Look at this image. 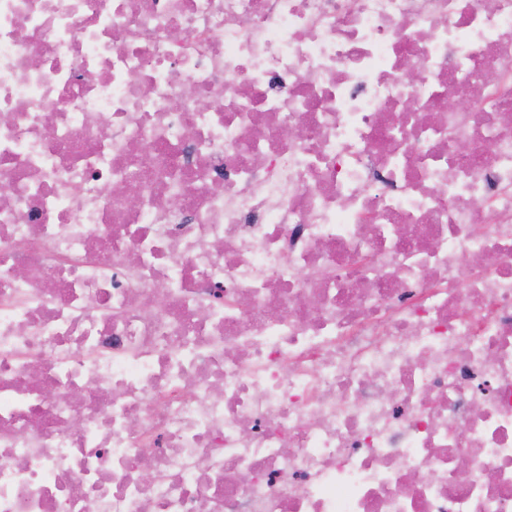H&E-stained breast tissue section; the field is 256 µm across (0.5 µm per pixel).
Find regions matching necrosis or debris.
<instances>
[{"mask_svg":"<svg viewBox=\"0 0 512 512\" xmlns=\"http://www.w3.org/2000/svg\"><path fill=\"white\" fill-rule=\"evenodd\" d=\"M1 184L0 512H512V0H0Z\"/></svg>","mask_w":512,"mask_h":512,"instance_id":"necrosis-or-debris-1","label":"necrosis or debris"}]
</instances>
